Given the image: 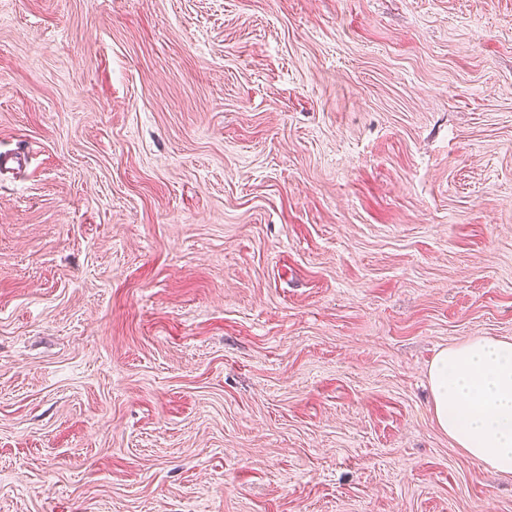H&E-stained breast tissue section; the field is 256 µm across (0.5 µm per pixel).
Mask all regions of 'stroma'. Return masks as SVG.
Segmentation results:
<instances>
[{"label": "stroma", "instance_id": "1", "mask_svg": "<svg viewBox=\"0 0 512 512\" xmlns=\"http://www.w3.org/2000/svg\"><path fill=\"white\" fill-rule=\"evenodd\" d=\"M6 150L0 512H512V0H0ZM434 418L456 448L512 477V340L476 336L429 367Z\"/></svg>", "mask_w": 512, "mask_h": 512}]
</instances>
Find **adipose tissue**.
I'll return each instance as SVG.
<instances>
[{"mask_svg":"<svg viewBox=\"0 0 512 512\" xmlns=\"http://www.w3.org/2000/svg\"><path fill=\"white\" fill-rule=\"evenodd\" d=\"M434 418L456 448L512 477V340L477 336L429 367Z\"/></svg>","mask_w":512,"mask_h":512,"instance_id":"adipose-tissue-1","label":"adipose tissue"}]
</instances>
